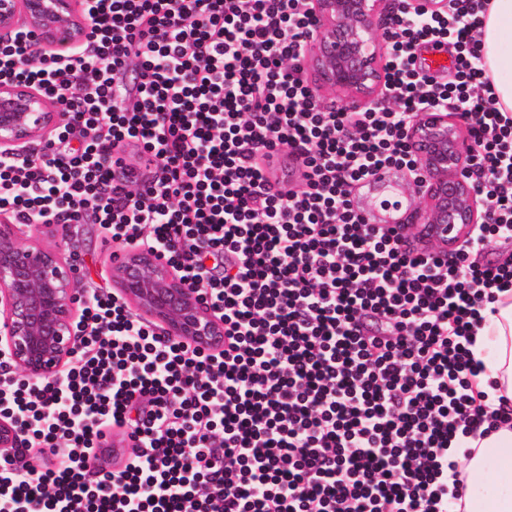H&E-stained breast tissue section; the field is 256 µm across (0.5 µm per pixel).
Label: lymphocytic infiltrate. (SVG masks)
Here are the masks:
<instances>
[{"label": "lymphocytic infiltrate", "mask_w": 512, "mask_h": 512, "mask_svg": "<svg viewBox=\"0 0 512 512\" xmlns=\"http://www.w3.org/2000/svg\"><path fill=\"white\" fill-rule=\"evenodd\" d=\"M401 13L386 94L321 107L304 76L311 0H79L80 47L0 44V84L54 101L60 132L0 151L10 223L97 224L170 266L224 323L212 352L159 336L117 293L78 295L80 343L31 381L0 359V416L38 467L0 460V512H464L457 437L495 425L471 352L512 289V113L499 111L477 26ZM454 47L442 83L425 51ZM445 108L469 126L489 202L453 256L367 223L353 191L413 171L404 124ZM305 168L289 185L267 165ZM129 455L111 452L112 434Z\"/></svg>", "instance_id": "obj_1"}]
</instances>
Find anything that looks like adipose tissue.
I'll return each mask as SVG.
<instances>
[{"instance_id":"1","label":"adipose tissue","mask_w":512,"mask_h":512,"mask_svg":"<svg viewBox=\"0 0 512 512\" xmlns=\"http://www.w3.org/2000/svg\"><path fill=\"white\" fill-rule=\"evenodd\" d=\"M481 39L496 106L512 112V0H490ZM472 351L483 360L492 382L489 401L506 397L512 414V292L501 293L493 310L486 312ZM466 470L467 512H512V423L481 440Z\"/></svg>"}]
</instances>
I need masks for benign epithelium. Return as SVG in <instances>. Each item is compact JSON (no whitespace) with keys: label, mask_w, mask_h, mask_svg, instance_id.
Wrapping results in <instances>:
<instances>
[{"label":"benign epithelium","mask_w":512,"mask_h":512,"mask_svg":"<svg viewBox=\"0 0 512 512\" xmlns=\"http://www.w3.org/2000/svg\"><path fill=\"white\" fill-rule=\"evenodd\" d=\"M398 9L438 17L448 10V0H313L318 30L307 59L319 91L333 93L336 102L352 112L375 104L384 84L385 34ZM20 27L34 31L46 48L56 46V33L64 29L66 45L76 47L83 42L86 20L72 0H0V43ZM63 122V113L44 95L0 84L1 149L18 153ZM403 134L419 178L401 177L393 168L387 171V183L375 174L361 185L364 194L353 197V204L369 224L378 223L382 210L400 212L398 223L408 229L446 224L448 238L436 243L453 250L474 225L487 222L489 209L464 176L470 154L463 123L446 110L426 109ZM51 228L65 250L41 247L26 230L0 225V353L31 380L66 369L78 339L74 298L80 282L71 257L78 240L69 224ZM132 272L127 289L140 295L142 285L153 287L151 301L168 315L161 327L165 335L223 344L224 324L173 270L142 258ZM18 434L14 422L0 418L1 459L13 458Z\"/></svg>","instance_id":"benign-epithelium-1"}]
</instances>
